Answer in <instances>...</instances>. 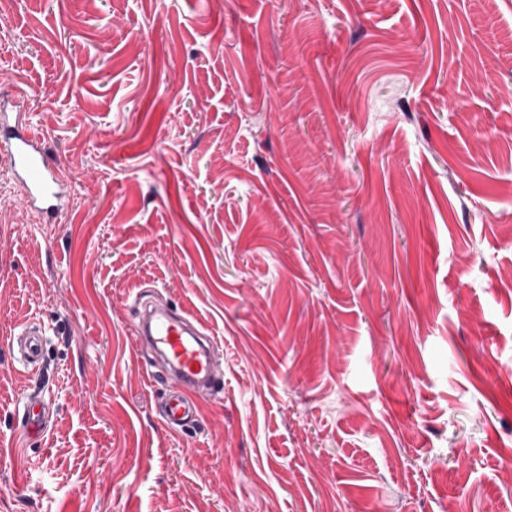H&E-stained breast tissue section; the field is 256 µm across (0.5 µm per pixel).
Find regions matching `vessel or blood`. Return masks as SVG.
Returning <instances> with one entry per match:
<instances>
[{
	"label": "vessel or blood",
	"mask_w": 512,
	"mask_h": 512,
	"mask_svg": "<svg viewBox=\"0 0 512 512\" xmlns=\"http://www.w3.org/2000/svg\"><path fill=\"white\" fill-rule=\"evenodd\" d=\"M0 158L7 160L12 174L25 186L26 205L40 211L47 223H54L69 205L72 187L66 174L48 162L44 139L33 125L25 97L0 96ZM136 326L137 341L156 351L161 366L178 385L167 398L164 419L168 428L180 427L194 411L188 389L217 383L211 338L187 313L163 308L138 315ZM10 341L16 344L23 365L40 364L45 341L38 325H23ZM23 416L31 435L45 431L47 413L40 400L26 398Z\"/></svg>",
	"instance_id": "vessel-or-blood-1"
}]
</instances>
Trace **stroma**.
I'll return each instance as SVG.
<instances>
[{"instance_id":"stroma-1","label":"stroma","mask_w":512,"mask_h":512,"mask_svg":"<svg viewBox=\"0 0 512 512\" xmlns=\"http://www.w3.org/2000/svg\"><path fill=\"white\" fill-rule=\"evenodd\" d=\"M0 81L73 192L0 213V512H512V0H10ZM135 341L150 345L167 374L181 387L207 383L215 389L219 375L210 350L211 337L182 311L155 309L137 316ZM13 347L15 344L20 355L19 361L29 367H36L44 358L45 341L43 331L34 324L23 325L18 332L10 336ZM195 406L191 398L181 389L173 390L166 401L164 419L169 429H176L184 424L193 414ZM23 418L31 435H41L47 427V413L44 404L36 397H27L23 403Z\"/></svg>"}]
</instances>
